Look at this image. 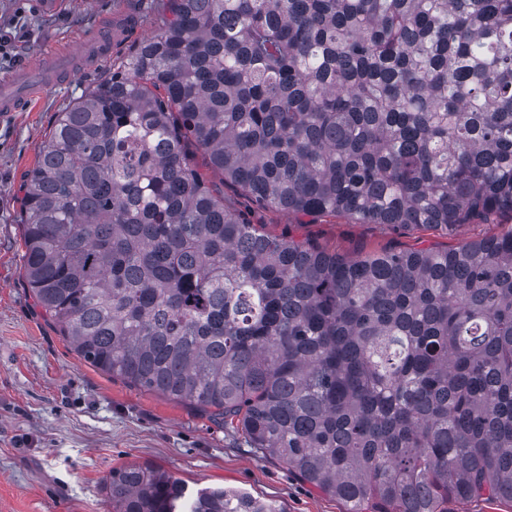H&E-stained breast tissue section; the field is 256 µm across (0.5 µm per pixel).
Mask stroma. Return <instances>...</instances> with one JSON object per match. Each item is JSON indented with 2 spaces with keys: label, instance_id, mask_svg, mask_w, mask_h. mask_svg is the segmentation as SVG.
Returning <instances> with one entry per match:
<instances>
[{
  "label": "stroma",
  "instance_id": "stroma-1",
  "mask_svg": "<svg viewBox=\"0 0 512 512\" xmlns=\"http://www.w3.org/2000/svg\"><path fill=\"white\" fill-rule=\"evenodd\" d=\"M133 0H0V30L15 34L16 56L0 79L31 57L105 27ZM92 63L44 90L27 112L0 116V512H111L103 479L124 464L160 467L189 488L224 486L276 502L285 512H344L335 497L304 482L276 457L192 405L134 388L81 359L38 305L23 278L19 214L23 183L59 112L112 73ZM224 197L273 235L289 234L357 258L389 249L455 247L512 223L467 224L457 234L394 231L345 218L300 223L256 208L233 188Z\"/></svg>",
  "mask_w": 512,
  "mask_h": 512
}]
</instances>
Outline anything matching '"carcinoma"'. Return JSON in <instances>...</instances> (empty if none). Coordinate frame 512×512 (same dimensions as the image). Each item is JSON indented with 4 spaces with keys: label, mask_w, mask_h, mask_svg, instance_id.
<instances>
[{
    "label": "carcinoma",
    "mask_w": 512,
    "mask_h": 512,
    "mask_svg": "<svg viewBox=\"0 0 512 512\" xmlns=\"http://www.w3.org/2000/svg\"><path fill=\"white\" fill-rule=\"evenodd\" d=\"M23 186L24 278L87 362L346 512L512 503V225L346 258L256 205L454 234L512 216V0H153ZM204 166H199L197 156ZM113 512H285L153 466Z\"/></svg>",
    "instance_id": "obj_1"
}]
</instances>
